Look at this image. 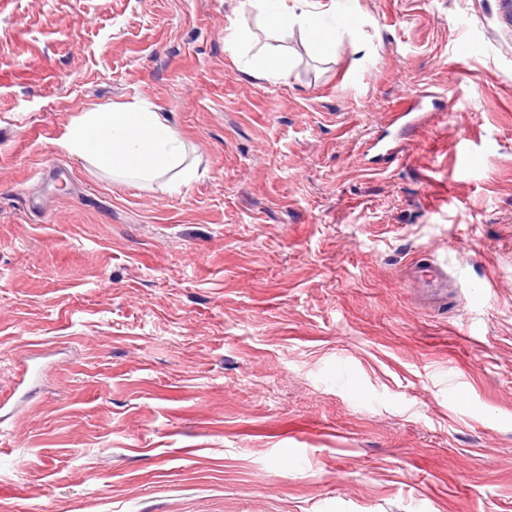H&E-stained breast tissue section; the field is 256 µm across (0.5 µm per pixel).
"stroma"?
Listing matches in <instances>:
<instances>
[{"label":"stroma","mask_w":512,"mask_h":512,"mask_svg":"<svg viewBox=\"0 0 512 512\" xmlns=\"http://www.w3.org/2000/svg\"><path fill=\"white\" fill-rule=\"evenodd\" d=\"M331 21L320 56L249 0H0V512H512V0ZM242 27L290 71H241ZM139 100L181 192L55 144ZM411 288H431L437 296L436 300L443 301L448 298V262L446 260L433 259L420 265L413 266L410 273Z\"/></svg>","instance_id":"stroma-1"}]
</instances>
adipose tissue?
Here are the masks:
<instances>
[{
    "label": "adipose tissue",
    "instance_id": "ef3b65f1",
    "mask_svg": "<svg viewBox=\"0 0 512 512\" xmlns=\"http://www.w3.org/2000/svg\"><path fill=\"white\" fill-rule=\"evenodd\" d=\"M256 7L276 30L299 27L313 32L320 50H327L336 38L335 27L324 25L322 11L298 10L297 0H256ZM56 144L65 153L117 177L151 181L178 168L182 179L173 185L177 191L194 177L193 171L182 166V136L160 108L147 101L85 112L62 132Z\"/></svg>",
    "mask_w": 512,
    "mask_h": 512
}]
</instances>
